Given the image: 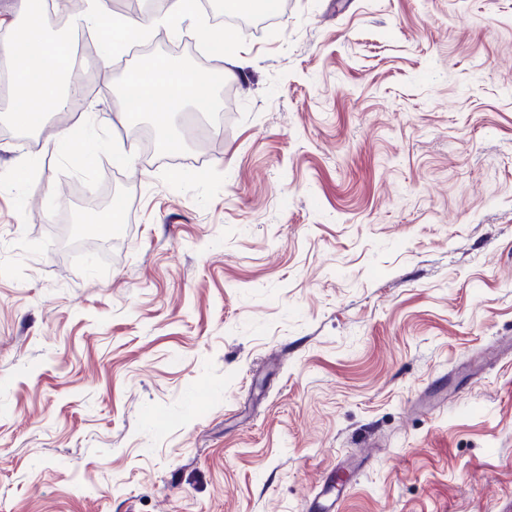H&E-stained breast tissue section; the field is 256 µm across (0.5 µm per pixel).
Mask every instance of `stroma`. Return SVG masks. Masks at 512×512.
I'll return each mask as SVG.
<instances>
[{
    "label": "stroma",
    "mask_w": 512,
    "mask_h": 512,
    "mask_svg": "<svg viewBox=\"0 0 512 512\" xmlns=\"http://www.w3.org/2000/svg\"><path fill=\"white\" fill-rule=\"evenodd\" d=\"M211 19L0 113V512H512V0H288L146 155L123 78Z\"/></svg>",
    "instance_id": "stroma-1"
}]
</instances>
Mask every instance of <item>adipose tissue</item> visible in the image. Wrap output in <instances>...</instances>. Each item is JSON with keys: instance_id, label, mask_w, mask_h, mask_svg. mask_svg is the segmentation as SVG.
<instances>
[{"instance_id": "adipose-tissue-1", "label": "adipose tissue", "mask_w": 512, "mask_h": 512, "mask_svg": "<svg viewBox=\"0 0 512 512\" xmlns=\"http://www.w3.org/2000/svg\"><path fill=\"white\" fill-rule=\"evenodd\" d=\"M34 2L16 0L15 11L25 19L22 38L0 40V52L9 59L8 96L15 105L11 118L23 129L36 126L38 117L61 111L68 105V74L74 67L69 45L48 38L56 25L55 14L34 11ZM189 11V0H166L163 13L144 18L115 13L110 0H82L80 10L69 15L68 24L74 30L106 32L117 48L132 33L146 35L159 27L180 29ZM205 38L224 59L225 65L219 73L190 70L157 58L126 77L125 85L135 92L136 104L152 115L158 131L162 132L164 150L183 145L180 138L166 133L171 118L188 107L198 112L222 111V104L213 96L215 85L236 79L246 65L236 48L235 30L213 27L207 30Z\"/></svg>"}]
</instances>
